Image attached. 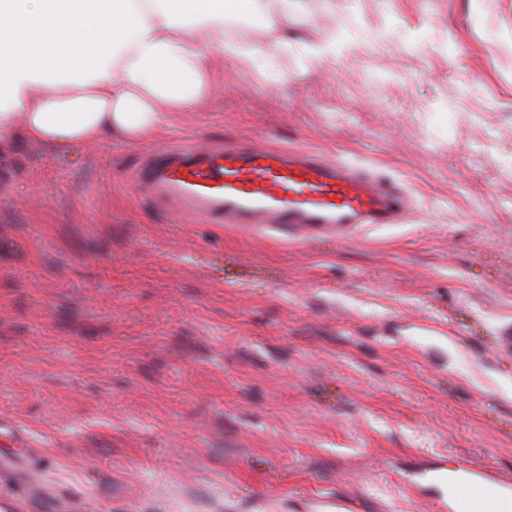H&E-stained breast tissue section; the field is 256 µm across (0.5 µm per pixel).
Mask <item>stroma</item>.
Wrapping results in <instances>:
<instances>
[{
    "mask_svg": "<svg viewBox=\"0 0 512 512\" xmlns=\"http://www.w3.org/2000/svg\"><path fill=\"white\" fill-rule=\"evenodd\" d=\"M215 68L158 141L310 148L411 214L204 224L129 184L149 143L18 142L0 451L91 512H443L448 470L512 475V0H288L283 47Z\"/></svg>",
    "mask_w": 512,
    "mask_h": 512,
    "instance_id": "stroma-1",
    "label": "stroma"
}]
</instances>
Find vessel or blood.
Returning a JSON list of instances; mask_svg holds the SVG:
<instances>
[{"label":"vessel or blood","instance_id":"b4317fda","mask_svg":"<svg viewBox=\"0 0 512 512\" xmlns=\"http://www.w3.org/2000/svg\"><path fill=\"white\" fill-rule=\"evenodd\" d=\"M134 187L174 212L207 224H278L313 233L357 224H400L410 201L392 181L308 148L253 142L200 146L182 142L152 153L132 175ZM498 483V496L485 492ZM453 512H512V481L478 468L449 476ZM0 507L14 499L47 512H80L61 499L41 471L0 457Z\"/></svg>","mask_w":512,"mask_h":512}]
</instances>
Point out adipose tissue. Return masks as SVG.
<instances>
[{
    "instance_id": "obj_1",
    "label": "adipose tissue",
    "mask_w": 512,
    "mask_h": 512,
    "mask_svg": "<svg viewBox=\"0 0 512 512\" xmlns=\"http://www.w3.org/2000/svg\"><path fill=\"white\" fill-rule=\"evenodd\" d=\"M246 18L265 33L251 52L235 42ZM287 24L288 0H0V151L149 140L208 100L212 55L277 51Z\"/></svg>"
}]
</instances>
